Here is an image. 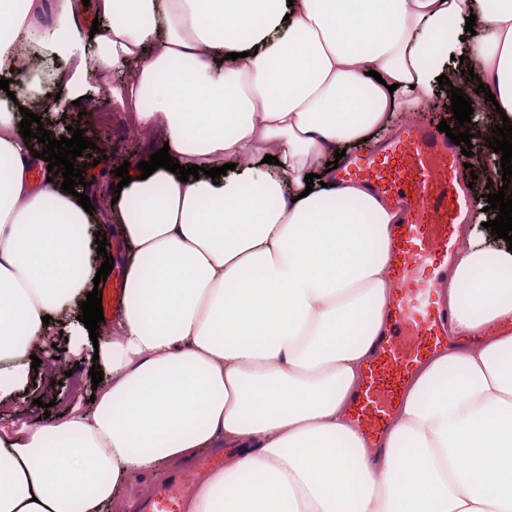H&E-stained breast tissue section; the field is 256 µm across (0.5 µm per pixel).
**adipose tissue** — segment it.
<instances>
[{
  "label": "adipose tissue",
  "instance_id": "obj_1",
  "mask_svg": "<svg viewBox=\"0 0 512 512\" xmlns=\"http://www.w3.org/2000/svg\"><path fill=\"white\" fill-rule=\"evenodd\" d=\"M90 13L110 23L92 52ZM462 55L512 119V0H0V74L16 87L0 100V394L99 267L95 217L19 133L30 58L68 95L130 70L112 94L131 123L182 166L228 168L183 182L129 167L106 378L92 410L0 424V512H105L130 475L220 444L234 454L188 512H512V250L489 261L482 195L437 288L454 343L417 366L376 447L350 398L394 294L402 213L320 165L397 113L450 110L437 79L458 82L441 65Z\"/></svg>",
  "mask_w": 512,
  "mask_h": 512
}]
</instances>
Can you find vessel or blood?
<instances>
[{"label":"vessel or blood","instance_id":"obj_1","mask_svg":"<svg viewBox=\"0 0 512 512\" xmlns=\"http://www.w3.org/2000/svg\"><path fill=\"white\" fill-rule=\"evenodd\" d=\"M463 163L451 141L409 124L374 151L351 157L335 170L337 181L366 184L405 216L393 227L390 250L400 289L354 399L359 427L376 439L384 435L397 394L415 364L448 345V318L437 303L436 288L459 248L449 224L467 217L473 205L463 184Z\"/></svg>","mask_w":512,"mask_h":512}]
</instances>
